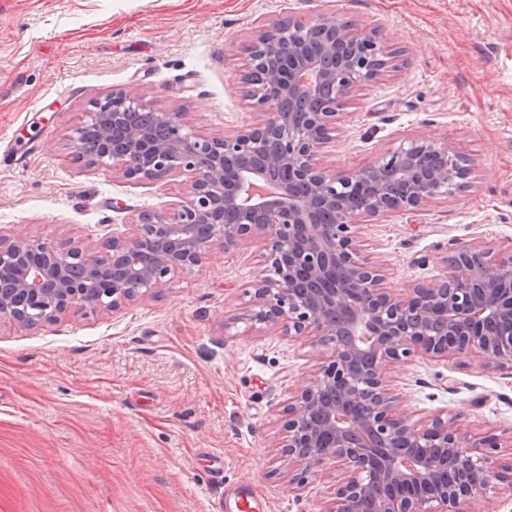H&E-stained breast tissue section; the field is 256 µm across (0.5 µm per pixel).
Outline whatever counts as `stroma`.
<instances>
[{
  "instance_id": "stroma-1",
  "label": "stroma",
  "mask_w": 512,
  "mask_h": 512,
  "mask_svg": "<svg viewBox=\"0 0 512 512\" xmlns=\"http://www.w3.org/2000/svg\"><path fill=\"white\" fill-rule=\"evenodd\" d=\"M335 11L381 26L403 62L358 89L323 155L355 172L430 135L475 158L470 187L360 228L401 293L479 241L512 249V0H0V234L87 245L174 209L182 175L131 182L85 168L68 135L115 90L184 112L205 135L251 124L243 45L263 19ZM267 248H214L195 272L121 311L26 328L0 321V512H213L250 488L265 512H325L336 469L287 492L283 408L310 346L252 327ZM387 375L413 420L498 437L512 466V364L412 356Z\"/></svg>"
}]
</instances>
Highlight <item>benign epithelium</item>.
Wrapping results in <instances>:
<instances>
[{
  "label": "benign epithelium",
  "instance_id": "benign-epithelium-1",
  "mask_svg": "<svg viewBox=\"0 0 512 512\" xmlns=\"http://www.w3.org/2000/svg\"><path fill=\"white\" fill-rule=\"evenodd\" d=\"M244 51L259 117L241 130L201 134L184 113L121 90L94 102L70 133L79 158L128 181L185 174V200L140 212L94 247L0 235V320L115 313L200 269L217 244L262 240L248 320L320 350L284 407L281 457L305 465L286 488L333 463L346 476L324 512H482L490 484L512 487V470L484 453L496 441L471 443L440 415L411 422L386 367L473 353L487 367L512 363V252L464 246L447 275L394 294L360 240L368 218L452 198L448 176L471 182L475 161L432 136L354 173L320 155L353 93L393 64L375 27L336 12L266 20Z\"/></svg>",
  "mask_w": 512,
  "mask_h": 512
}]
</instances>
